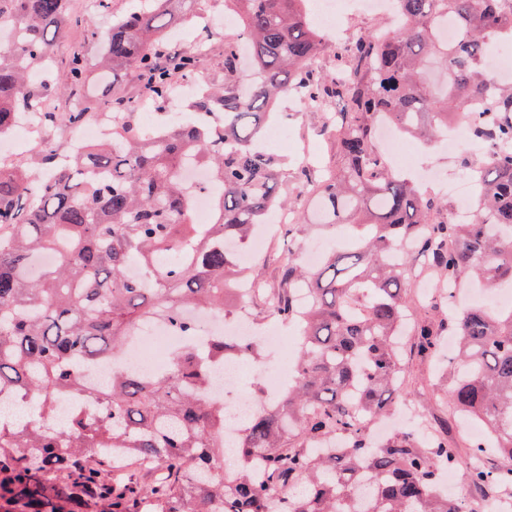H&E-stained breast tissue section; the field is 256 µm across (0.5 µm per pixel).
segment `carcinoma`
<instances>
[{"mask_svg":"<svg viewBox=\"0 0 512 512\" xmlns=\"http://www.w3.org/2000/svg\"><path fill=\"white\" fill-rule=\"evenodd\" d=\"M512 0H398L405 25L381 39L365 34L331 74L316 69L326 43L307 0H227L239 27L224 34V84L206 89L196 110L216 109L218 123H173L161 137L135 127L129 108L112 140L56 164L48 142L36 170L0 169V393L12 417L0 418V512H464L437 491L443 468L464 465L482 495L512 486V310L471 306L416 325L417 354H433L443 336L457 339L448 359V409L478 421L488 440L467 454L439 435L397 432L380 444L366 423L387 411L400 389L404 356L395 336L411 304L402 241L436 275L431 306L449 302L471 278L492 293L512 287V86L479 112L462 101L490 82L485 60L496 34L512 36ZM201 0H155L149 10L112 21L100 58L116 75L138 72L156 102L174 76L197 72L186 48L159 59L155 43L170 31L173 11ZM69 0H0L16 17L19 42L0 47V129L19 108L43 109L49 88L32 68L51 61L53 37L72 20ZM458 27L452 43L436 29ZM251 48L254 80L243 85L240 47ZM446 71L436 92L428 68ZM84 55L69 60L70 91L80 89ZM300 94L329 111L326 130L342 166L319 177L301 165V183L331 227L349 224L354 247L331 249L315 267L299 253L277 267L278 287L259 293L268 313L299 324L297 381L258 410L232 444L224 407L207 396L209 365L230 355L222 339L196 346L191 307L224 309L226 280L237 277L224 248L244 245L286 197L280 159L261 144L273 103ZM408 133L430 135L465 116L470 137L491 151L479 172L478 209L468 224L437 221L448 206L389 170L376 149L380 114ZM46 121L75 125L85 111L47 112ZM203 165L217 185L214 218L193 219L186 162ZM299 211L298 221L311 213ZM56 254L31 278L33 256ZM136 265L140 279L127 277ZM311 302L298 310V287ZM164 320L184 337L151 377L115 368L92 385L84 370L128 355L137 327ZM66 396L82 401L53 418Z\"/></svg>","mask_w":512,"mask_h":512,"instance_id":"obj_1","label":"carcinoma"}]
</instances>
